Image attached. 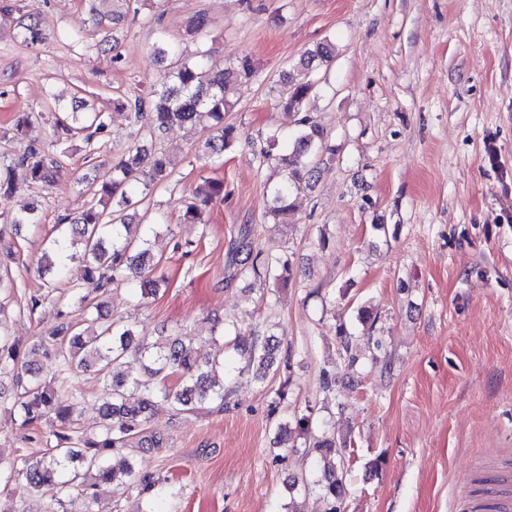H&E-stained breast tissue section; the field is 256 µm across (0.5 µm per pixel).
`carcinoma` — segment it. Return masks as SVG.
<instances>
[{
    "label": "carcinoma",
    "instance_id": "1",
    "mask_svg": "<svg viewBox=\"0 0 512 512\" xmlns=\"http://www.w3.org/2000/svg\"><path fill=\"white\" fill-rule=\"evenodd\" d=\"M155 55L162 63H169L160 88L147 96L119 99L116 106L133 114L135 122L150 115L145 132L125 153L124 159L113 167L112 179L99 181L88 173L79 178L85 185L90 200L76 212L60 218L56 224L58 235L52 240L49 251L43 253L41 263L52 281L46 287L56 289L62 270L72 260L81 263L80 284L69 286L72 305L79 319L68 321L69 313L62 312L60 326L38 338L30 348L33 355H41L55 365L52 380L46 381L30 367V362L20 361V346L6 336H0V375L12 376L13 406L20 419V428L34 430L41 421L55 416L62 428L53 438L41 439L29 435L25 442L45 444V452L37 459L20 455L21 466L7 475H0V482L9 484L23 479L30 492L47 499L46 512H95L98 505L97 488L121 480L139 489L144 495L156 493L158 481L142 472L136 463L115 454L129 448L133 441L158 447L162 442L146 435L154 400L162 398L176 412L188 411L205 402L224 405V376L219 370L224 365L199 364L192 348L185 345L188 336L175 334L165 350L150 351L145 337L137 334L131 325L107 323L96 326L94 313H103V302L93 303L82 289L90 288L97 296L108 294L118 281H137L144 294L158 290L163 277L155 276L159 265L150 264L148 240H135L124 236L128 215L124 211L138 206L142 199L128 194L127 187L135 182L148 191L171 175L172 160L160 143V134L172 125H193L208 119L214 136L205 144L198 158L207 162L222 161L224 152L235 147L240 140L237 127L224 123L228 105L227 93L232 85L255 73L252 60L236 57L226 67L213 64L209 51L201 52L200 59L192 64L177 59V52L167 36L160 35ZM333 55L330 42H319L305 51L300 63L303 75L287 77L291 82L284 108L301 113L314 90L309 79L312 72L328 62ZM300 129L293 142L292 155L274 153L280 144L279 135L265 138L266 147L253 153L259 163H270L281 169L283 180L274 192L268 213L288 221L289 196L310 184L322 161L323 130L309 117L299 118ZM105 124L102 116L93 113L84 119L75 112H64L56 119L51 143L30 142L19 152L0 159V201L12 198L21 188L47 187L53 184L54 173L60 164V155L52 150L60 140L83 137L87 156L98 150L95 136ZM117 208L109 209V201ZM224 200V181L206 178L192 193L180 201V220L188 224L202 223L203 209ZM37 207L30 206L22 214H12L9 224L13 230L29 224L40 229ZM232 264L237 272H250L257 277H273L277 282H288L290 264L286 256L265 252L254 246L251 230L243 228L235 246ZM237 350L255 367L256 376L263 379L273 368L278 347L276 336L264 342L252 337L240 338ZM148 360L153 372L166 380L176 374L181 386L174 390L167 385L150 388L137 379L116 378L112 367L125 362L129 354ZM93 371L104 389L110 391L109 400L100 407L101 431L94 439L80 432L74 423V414L84 393L68 389L74 368ZM298 435L304 436L308 447L315 454L313 479L303 481V487L319 489L328 501L327 512H341L346 497L343 481L347 439L323 434L314 436L310 431V417L296 418Z\"/></svg>",
    "mask_w": 512,
    "mask_h": 512
}]
</instances>
